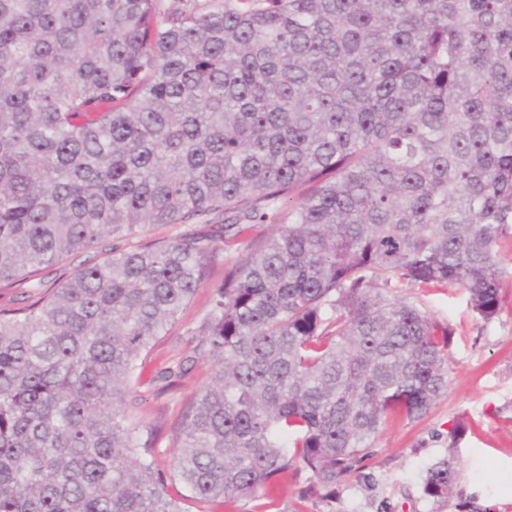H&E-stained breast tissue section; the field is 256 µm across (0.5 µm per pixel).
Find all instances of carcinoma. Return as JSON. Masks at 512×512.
<instances>
[{
    "label": "carcinoma",
    "mask_w": 512,
    "mask_h": 512,
    "mask_svg": "<svg viewBox=\"0 0 512 512\" xmlns=\"http://www.w3.org/2000/svg\"><path fill=\"white\" fill-rule=\"evenodd\" d=\"M0 0V284L112 239L0 308V512H184L267 499L306 469L328 498L391 415H427L449 331L393 295L501 310L512 230V0ZM288 223L224 268L200 330L211 384L179 432L131 422L139 365L207 281L214 239L122 248L224 214ZM457 472L422 481L446 502Z\"/></svg>",
    "instance_id": "cac0c4a2"
}]
</instances>
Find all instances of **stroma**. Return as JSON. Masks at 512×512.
Returning <instances> with one entry per match:
<instances>
[{"instance_id": "1", "label": "stroma", "mask_w": 512, "mask_h": 512, "mask_svg": "<svg viewBox=\"0 0 512 512\" xmlns=\"http://www.w3.org/2000/svg\"><path fill=\"white\" fill-rule=\"evenodd\" d=\"M236 248L220 247L209 260V277L178 322L151 350L143 381L127 404L135 422L162 428L153 450L160 467L168 468L178 451L177 428L203 388L213 368L198 359L185 374L163 388L157 377L192 355L201 326L208 318L224 269ZM500 313L483 320L463 289L402 288L398 294L426 312L439 328L449 329L448 386L429 413L410 421L388 419L377 433L362 469L343 478L334 500H302L307 471L289 473L278 490L279 512H512V244L504 243ZM465 432L449 447L453 427ZM450 457L458 469L457 497L436 502L423 496L421 477L434 461Z\"/></svg>"}]
</instances>
